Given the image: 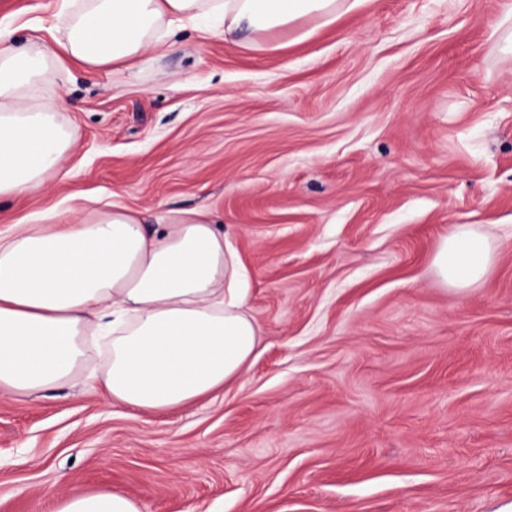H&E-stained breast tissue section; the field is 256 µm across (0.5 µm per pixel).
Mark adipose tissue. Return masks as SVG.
<instances>
[{"mask_svg":"<svg viewBox=\"0 0 512 512\" xmlns=\"http://www.w3.org/2000/svg\"><path fill=\"white\" fill-rule=\"evenodd\" d=\"M361 0H63V38L13 43L0 26V197L34 196L76 133L34 102L49 60L87 74L132 69L149 49L172 47L178 29L224 20L234 38L331 22ZM211 209L149 213L115 207L90 215L48 209L0 235V394L19 399L76 379L90 347L110 358L93 390L107 404L173 411L223 390L249 367L262 331L247 309L249 272ZM489 238L467 224L441 241L433 267L444 284L480 282ZM54 512H140L115 489L75 488Z\"/></svg>","mask_w":512,"mask_h":512,"instance_id":"obj_1","label":"adipose tissue"}]
</instances>
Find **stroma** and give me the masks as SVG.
Returning a JSON list of instances; mask_svg holds the SVG:
<instances>
[{
	"mask_svg": "<svg viewBox=\"0 0 512 512\" xmlns=\"http://www.w3.org/2000/svg\"><path fill=\"white\" fill-rule=\"evenodd\" d=\"M61 0H0L18 44ZM512 0H363L257 44L183 29L132 71L50 61L38 104L78 132L49 208L205 206L248 266L259 355L180 409L106 405L83 380L0 396V512L70 488L141 512H505L512 505ZM454 224L496 246L458 290ZM489 238L471 225L453 226L441 241L435 255V274L446 285L460 289L480 282L492 263Z\"/></svg>",
	"mask_w": 512,
	"mask_h": 512,
	"instance_id": "35a3bbf8",
	"label": "stroma"
}]
</instances>
